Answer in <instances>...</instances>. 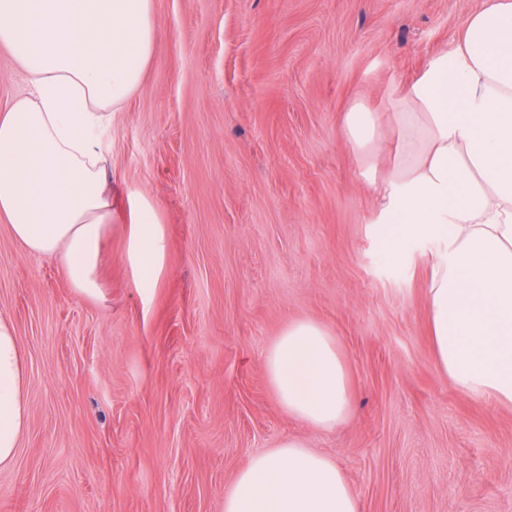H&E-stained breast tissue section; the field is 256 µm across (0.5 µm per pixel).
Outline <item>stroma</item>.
Segmentation results:
<instances>
[{"mask_svg":"<svg viewBox=\"0 0 512 512\" xmlns=\"http://www.w3.org/2000/svg\"><path fill=\"white\" fill-rule=\"evenodd\" d=\"M487 0H153L138 89L112 114L109 177L158 209L167 272L142 301L105 246L103 299L0 221V313L17 329L29 426L0 512H224L252 455L297 438L334 459L359 512H512V405L434 367L431 241L374 236L378 192L346 139L355 103L447 51ZM325 325L350 417H288L264 354Z\"/></svg>","mask_w":512,"mask_h":512,"instance_id":"35a3bbf8","label":"stroma"}]
</instances>
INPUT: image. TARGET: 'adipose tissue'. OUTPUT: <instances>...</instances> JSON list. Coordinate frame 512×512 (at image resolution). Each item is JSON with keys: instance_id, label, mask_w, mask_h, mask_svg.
I'll return each mask as SVG.
<instances>
[{"instance_id": "1", "label": "adipose tissue", "mask_w": 512, "mask_h": 512, "mask_svg": "<svg viewBox=\"0 0 512 512\" xmlns=\"http://www.w3.org/2000/svg\"><path fill=\"white\" fill-rule=\"evenodd\" d=\"M153 0H0V48L30 89L0 113V218L28 253L58 258L77 294L102 296L112 234L105 136L139 86L155 43ZM398 135L378 222L394 252L427 239V302L437 369L464 395L512 403V0L470 15L453 47L390 96ZM344 133L361 156L379 146L356 104ZM121 260L142 299L167 267V234L143 194L126 196ZM289 417L329 430L348 416V368L323 324L297 319L265 354ZM13 321L0 314V469L29 422ZM224 512H359L330 457L286 439L252 457Z\"/></svg>"}]
</instances>
